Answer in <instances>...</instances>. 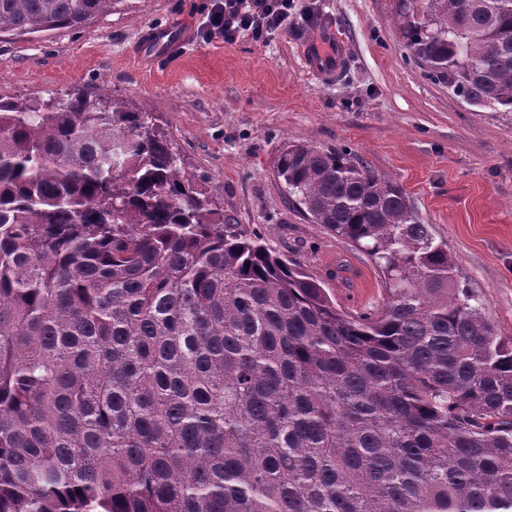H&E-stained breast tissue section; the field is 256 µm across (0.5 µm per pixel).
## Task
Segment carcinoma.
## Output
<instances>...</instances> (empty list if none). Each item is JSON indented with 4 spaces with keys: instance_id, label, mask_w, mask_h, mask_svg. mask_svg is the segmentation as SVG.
<instances>
[{
    "instance_id": "obj_1",
    "label": "carcinoma",
    "mask_w": 512,
    "mask_h": 512,
    "mask_svg": "<svg viewBox=\"0 0 512 512\" xmlns=\"http://www.w3.org/2000/svg\"><path fill=\"white\" fill-rule=\"evenodd\" d=\"M114 0H0V33ZM406 58L512 111V0H400ZM144 108L0 99V512H512V340L401 187L290 143L288 198L365 252L349 312L224 221Z\"/></svg>"
}]
</instances>
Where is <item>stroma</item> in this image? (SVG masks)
<instances>
[{
    "instance_id": "stroma-1",
    "label": "stroma",
    "mask_w": 512,
    "mask_h": 512,
    "mask_svg": "<svg viewBox=\"0 0 512 512\" xmlns=\"http://www.w3.org/2000/svg\"><path fill=\"white\" fill-rule=\"evenodd\" d=\"M399 0H295L267 40L204 38L211 0H117L86 23L0 35V98L73 88L152 112L185 171L225 218L306 268L346 310L380 304L364 252L311 223L273 168L285 144L347 147L399 185L498 336L512 339V112L467 104L405 57ZM182 49L144 67L139 38L157 28ZM343 36L348 54L315 80L313 47Z\"/></svg>"
}]
</instances>
